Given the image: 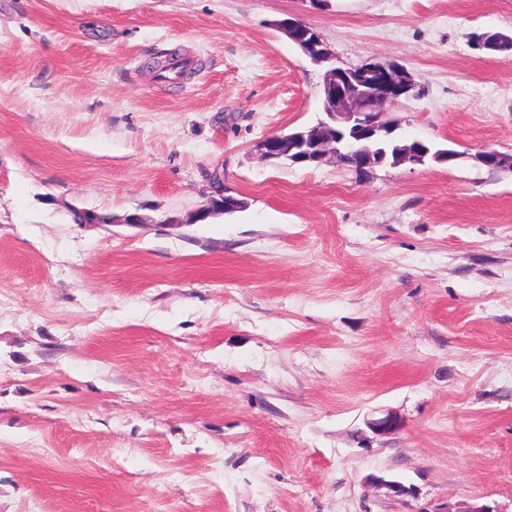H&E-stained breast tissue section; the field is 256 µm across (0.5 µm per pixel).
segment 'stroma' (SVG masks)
I'll list each match as a JSON object with an SVG mask.
<instances>
[{
  "label": "stroma",
  "mask_w": 512,
  "mask_h": 512,
  "mask_svg": "<svg viewBox=\"0 0 512 512\" xmlns=\"http://www.w3.org/2000/svg\"><path fill=\"white\" fill-rule=\"evenodd\" d=\"M288 17L461 159L259 160L325 117ZM474 31L512 0H0V512H512V170L471 158L512 153V62ZM216 174L243 206L193 221Z\"/></svg>",
  "instance_id": "obj_1"
}]
</instances>
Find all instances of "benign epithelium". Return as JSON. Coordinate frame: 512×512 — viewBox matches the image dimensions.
Masks as SVG:
<instances>
[{"label":"benign epithelium","instance_id":"1","mask_svg":"<svg viewBox=\"0 0 512 512\" xmlns=\"http://www.w3.org/2000/svg\"><path fill=\"white\" fill-rule=\"evenodd\" d=\"M278 28L307 56L317 63L329 64L323 78V110L327 120L315 126L296 130L288 135L267 136L257 143L261 160L270 162L286 158L294 164L320 163L324 158L338 157L344 140V132L358 140L384 138L396 133L397 127L382 120V107L415 92L417 83L402 67L381 61H367L355 68H342L332 64L334 55L321 37L300 20L286 19ZM474 49L492 53L501 50L500 37L486 32L471 42ZM453 161L460 158L452 150L431 152L425 143L414 140L401 148L392 165L405 161L423 164L428 159ZM386 154L375 155L368 147L358 149V164L355 169L365 171L385 162ZM472 159L482 166H507L512 159L494 147L486 146ZM215 196L200 206L195 219L202 221L216 212L224 211V201L240 207V201L224 196V183L220 176L213 177ZM373 431L379 435L388 434L399 426L397 418L388 414L370 422Z\"/></svg>","mask_w":512,"mask_h":512}]
</instances>
